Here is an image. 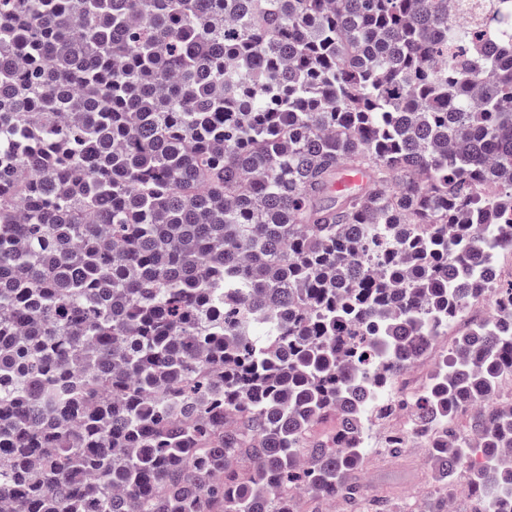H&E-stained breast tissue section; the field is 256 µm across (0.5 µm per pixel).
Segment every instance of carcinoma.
<instances>
[{
  "mask_svg": "<svg viewBox=\"0 0 512 512\" xmlns=\"http://www.w3.org/2000/svg\"><path fill=\"white\" fill-rule=\"evenodd\" d=\"M511 37L460 62L448 0H0V505L358 507L361 416L512 249ZM492 302L410 408L512 512ZM296 511L297 512H315L316 510H322L323 512H330L332 506L336 505L338 512H350L351 508L349 505L342 500L336 499V504L325 506L330 502H319L316 500L311 493L307 490H302L297 493L296 498Z\"/></svg>",
  "mask_w": 512,
  "mask_h": 512,
  "instance_id": "cac0c4a2",
  "label": "carcinoma"
}]
</instances>
